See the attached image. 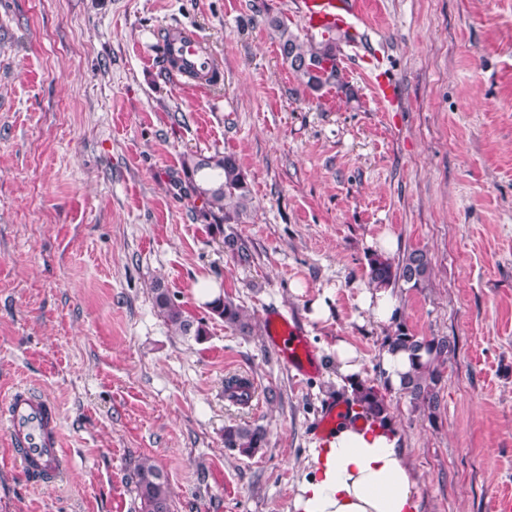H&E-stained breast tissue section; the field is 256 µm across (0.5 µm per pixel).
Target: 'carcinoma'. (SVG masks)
I'll list each match as a JSON object with an SVG mask.
<instances>
[{"label":"carcinoma","mask_w":512,"mask_h":512,"mask_svg":"<svg viewBox=\"0 0 512 512\" xmlns=\"http://www.w3.org/2000/svg\"><path fill=\"white\" fill-rule=\"evenodd\" d=\"M267 23L279 35L282 56L291 58L292 71L309 90L319 92L340 83L337 67L339 38L335 34L323 35L318 40L303 39L291 30L288 20L283 17H269ZM306 62L319 66V73L315 75L304 67ZM182 168L192 191L202 201L203 218L237 224L251 210V189L234 155L190 154L183 157ZM224 247L243 262L251 258L247 244L235 235L224 237ZM431 271L428 252L419 248L397 261L379 253L368 257V284L373 288L392 287L400 280L414 288H422L429 282ZM151 294L154 308L171 333L192 337L197 342L207 338L205 321L193 317L177 304L161 281L154 282ZM206 307L212 318L224 321L243 334L252 333L250 318L231 297L222 295L206 303ZM386 347L408 353L411 370L403 383L402 393L414 409L434 414L439 405V390L448 355L455 352L456 344L446 336H417L399 324L387 337ZM245 386L241 378L231 376L224 380V396L243 405L248 399V394L243 391ZM351 396L365 417L382 421L389 416L384 397L370 382L359 381L354 385ZM266 444L267 431L260 425L239 421L224 426V447L229 450L252 457ZM132 480L140 500V512H170L171 488L160 468L143 460L134 467Z\"/></svg>","instance_id":"obj_1"}]
</instances>
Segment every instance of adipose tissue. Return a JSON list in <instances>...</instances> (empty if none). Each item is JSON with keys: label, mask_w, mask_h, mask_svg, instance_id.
I'll list each match as a JSON object with an SVG mask.
<instances>
[{"label": "adipose tissue", "mask_w": 512, "mask_h": 512, "mask_svg": "<svg viewBox=\"0 0 512 512\" xmlns=\"http://www.w3.org/2000/svg\"><path fill=\"white\" fill-rule=\"evenodd\" d=\"M294 512H421L418 482L393 421L350 417L313 449Z\"/></svg>", "instance_id": "adipose-tissue-1"}]
</instances>
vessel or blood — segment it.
Returning <instances> with one entry per match:
<instances>
[{
	"label": "vessel or blood",
	"instance_id": "1",
	"mask_svg": "<svg viewBox=\"0 0 512 512\" xmlns=\"http://www.w3.org/2000/svg\"><path fill=\"white\" fill-rule=\"evenodd\" d=\"M357 5L358 0H299L303 21L312 32L349 29ZM157 46L163 62L186 79L203 83L216 74L202 41L184 27H167ZM266 335L269 345L296 376L316 372L307 336L284 314L268 312ZM0 426L6 428L14 456L25 472L55 479L64 476L61 416L54 400L35 395L26 387H15L0 397Z\"/></svg>",
	"mask_w": 512,
	"mask_h": 512
}]
</instances>
